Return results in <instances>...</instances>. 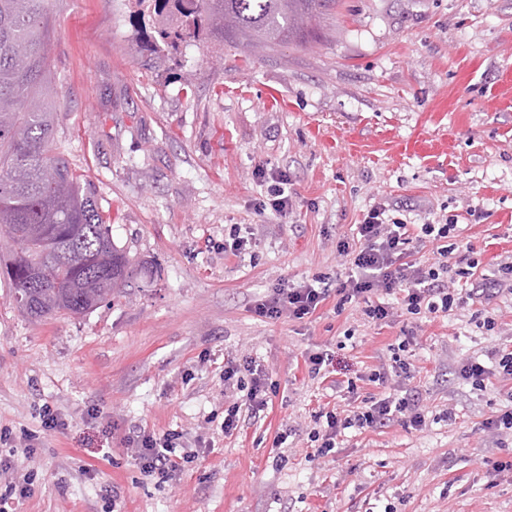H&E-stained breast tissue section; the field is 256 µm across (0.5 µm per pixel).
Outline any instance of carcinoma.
Here are the masks:
<instances>
[{
	"label": "carcinoma",
	"mask_w": 512,
	"mask_h": 512,
	"mask_svg": "<svg viewBox=\"0 0 512 512\" xmlns=\"http://www.w3.org/2000/svg\"><path fill=\"white\" fill-rule=\"evenodd\" d=\"M50 0H0V240L18 308L35 319L81 315L121 296L138 264L112 241L111 225L68 161L54 152ZM162 18L159 37L201 31L242 47L319 38L339 0H136Z\"/></svg>",
	"instance_id": "1"
}]
</instances>
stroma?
Wrapping results in <instances>:
<instances>
[{"mask_svg": "<svg viewBox=\"0 0 512 512\" xmlns=\"http://www.w3.org/2000/svg\"><path fill=\"white\" fill-rule=\"evenodd\" d=\"M51 26L54 146L139 268L111 304L33 320L0 251V458L43 407L64 422L20 458L31 493L8 512H512V478L493 471L512 436L484 428L512 385L456 376L512 343V295L377 324L332 298L302 320L253 312L285 282L336 288L337 241L375 208L459 224L457 251L485 274L512 262V0H340L308 47L200 38L152 70L134 38L155 40L157 18L128 0H52ZM278 185L284 216L268 205ZM234 227L250 241L236 256ZM406 330L427 428L350 434L316 458L314 415L340 404L341 375L311 377L305 352L333 351L364 397ZM244 357L277 393L229 436L224 362ZM165 432L193 460L161 483L133 449Z\"/></svg>", "mask_w": 512, "mask_h": 512, "instance_id": "stroma-1", "label": "stroma"}]
</instances>
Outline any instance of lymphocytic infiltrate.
I'll return each mask as SVG.
<instances>
[{
	"label": "lymphocytic infiltrate",
	"instance_id": "obj_1",
	"mask_svg": "<svg viewBox=\"0 0 512 512\" xmlns=\"http://www.w3.org/2000/svg\"><path fill=\"white\" fill-rule=\"evenodd\" d=\"M356 230L357 241L343 237L337 242V252L348 259L351 269L334 293L341 303H362V314L369 321H384L398 309L409 315H445L469 301L481 303L504 292L512 294V263L494 278L479 274L478 260L469 255H461L457 263H450V251L444 241L458 237L460 229L456 224H387L382 220L381 210L375 209ZM413 243L429 246L428 262L410 259L408 247ZM453 274L469 279L471 286L466 292L449 288L448 279ZM330 293L312 283L280 287L258 300L254 311L269 319L284 315L302 319L313 315ZM414 340L413 333H405L391 365L371 371L368 380L378 387V394L365 398L362 405L347 413L329 410L316 415L320 428L313 431L311 439L318 444L317 457L336 454L349 429L374 432L394 424L415 430L425 428L423 395L414 383L417 370L404 356ZM491 358L488 365L467 360L458 370L459 377L477 390L486 388L494 378L512 382V348H495ZM243 371L248 372L249 382L239 381L238 375ZM224 384L239 392L237 401L224 411L225 433L237 430L243 416L258 418L268 409L267 374L255 360L246 357L239 362H225ZM137 455L144 471L160 481L174 479L179 469L173 434L142 436Z\"/></svg>",
	"mask_w": 512,
	"mask_h": 512
}]
</instances>
